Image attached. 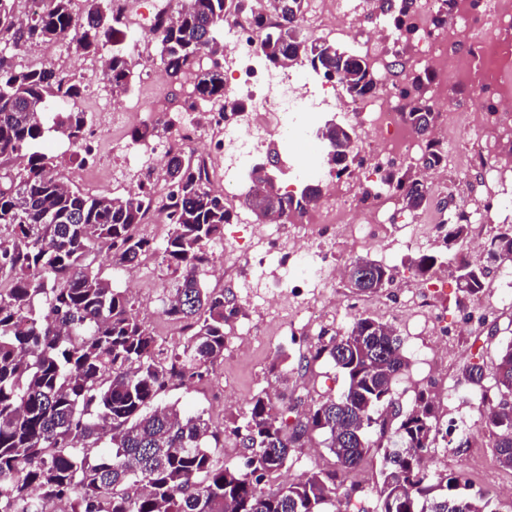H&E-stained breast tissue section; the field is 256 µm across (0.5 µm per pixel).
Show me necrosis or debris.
<instances>
[{
	"instance_id": "1",
	"label": "necrosis or debris",
	"mask_w": 512,
	"mask_h": 512,
	"mask_svg": "<svg viewBox=\"0 0 512 512\" xmlns=\"http://www.w3.org/2000/svg\"><path fill=\"white\" fill-rule=\"evenodd\" d=\"M440 0H415L411 23L415 27L411 59L432 75L427 88L435 111L446 119L432 132L447 150L452 172L464 179L478 178L485 193L498 197L499 186L512 175L500 161L503 150L512 146V0H458L447 30H437L432 20ZM307 35L340 37L356 45L374 61L376 94L352 100L337 90L335 83L309 70H280L264 62L256 30L247 19L231 18L224 24V90L226 98L244 104L233 114L210 105L198 112L184 113L167 138L143 151L125 138L108 139L112 120L110 105L91 123L78 146L82 169L97 168L104 141H111L113 155L139 167H160L169 153L193 151L203 163L210 184L225 200L238 205L236 222L225 225L222 241L210 247L213 267L237 276L241 293L257 302L266 325H237L232 336L248 341L265 335L267 329L294 334L299 320L322 325L336 318L334 299L336 273L343 263L336 244L350 240L362 246L412 249L427 236L438 234L439 225L416 218L406 235L395 239L386 215L394 194L384 181L389 164L412 163L424 150V142L407 120L403 108L402 81L392 79L381 61L398 34L387 18L371 17L365 0H309L302 22ZM195 83L187 75L156 100L136 95L124 110L129 118L149 123L156 119L161 103L178 104ZM497 100L495 136H487L482 122L486 97ZM337 113L360 134L364 159L359 171L377 193L363 198L358 191L345 190L333 174L318 163L288 156L285 193H294L304 179L324 184L321 200L299 221L282 226L273 221L251 223L241 204L247 192L245 174L253 156L278 142H317L321 115ZM464 149H456L459 139ZM278 264L281 272L268 278L266 269ZM413 306L399 312L401 321L421 317L435 330L434 343L413 337L414 365L408 385L437 384V367L446 360L451 344L447 328L437 314L436 300L444 288L435 276L415 281Z\"/></svg>"
}]
</instances>
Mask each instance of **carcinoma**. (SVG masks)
<instances>
[{
  "mask_svg": "<svg viewBox=\"0 0 512 512\" xmlns=\"http://www.w3.org/2000/svg\"><path fill=\"white\" fill-rule=\"evenodd\" d=\"M20 0H0V512H43L64 501L68 512H331L337 497H360L350 475L371 449L382 452L380 480L372 488L373 512H499L492 498L446 473L431 475L424 452L442 427L434 399L420 393L410 405L396 398L395 384L408 368L393 327L361 314L302 356L299 368L326 359L344 379L337 396H324L291 425L268 394L252 398L242 420L229 429L248 449L241 465L221 457L224 428L204 413L185 414L161 404L172 386L210 380L224 357L230 323L238 314L224 290L210 288L208 246L224 237L236 212L224 194L207 185L199 160L171 154L159 178L169 189L170 224L158 243L138 231L153 203L147 188L124 195L90 194L65 178L57 157L44 147L54 131L77 147L88 113L63 106L84 84L60 81L46 64L21 66L15 59L43 43L68 42L78 56L110 49L103 79L112 92H127L141 77L142 58L128 47L132 31L127 0H41L19 20ZM226 0H177L154 30L149 59L172 82L197 71L193 97L226 104L224 32ZM260 36L265 60L282 69L307 66L339 84L349 98L376 91L371 61L302 27L307 0H239ZM414 0H372L389 17L400 40L412 41ZM209 65H201L203 60ZM426 71L405 76L406 116L425 138V169L442 168L448 155L430 139L438 113L424 93ZM171 129V119L134 129L130 140L151 148ZM330 172L340 178L362 164L349 150L354 133L334 120L318 130ZM245 205L251 213L272 209L282 222L303 216L322 196L319 183L288 196L263 164L249 171ZM394 197L408 211L424 209L428 184L409 165L385 172ZM458 217L443 224L448 243L468 237ZM106 250L120 267L132 268L159 250L170 275L165 314L183 325V341L162 345L139 317L135 298L112 286L92 256ZM372 269L356 281L358 294L388 287L390 270ZM441 257L421 253L411 270L434 274ZM512 267V232L490 239L483 261H456L457 283L473 296L483 291L493 267ZM465 380L482 390L484 430L495 439L499 464L512 470V341L491 364L469 363ZM335 458L333 470H310L273 490L292 456L312 447L315 434Z\"/></svg>",
  "mask_w": 512,
  "mask_h": 512,
  "instance_id": "1",
  "label": "carcinoma"
}]
</instances>
